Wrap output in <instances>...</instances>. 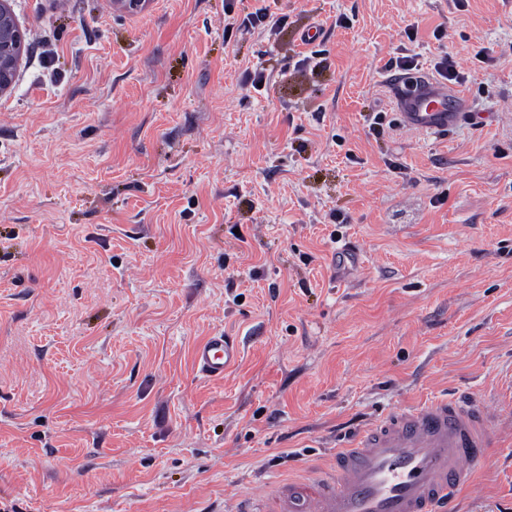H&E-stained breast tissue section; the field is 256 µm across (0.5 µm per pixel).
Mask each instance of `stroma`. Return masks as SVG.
I'll return each mask as SVG.
<instances>
[{
  "mask_svg": "<svg viewBox=\"0 0 512 512\" xmlns=\"http://www.w3.org/2000/svg\"><path fill=\"white\" fill-rule=\"evenodd\" d=\"M9 6L0 512L272 507L444 396L496 428L456 512H512V0ZM260 9L277 35L225 40ZM406 45L426 73L452 54L482 124H399ZM216 332L241 348L220 382L192 360ZM7 2L0 1V95L15 81L22 55V50L16 52V49L26 40V33L17 24Z\"/></svg>",
  "mask_w": 512,
  "mask_h": 512,
  "instance_id": "35a3bbf8",
  "label": "stroma"
}]
</instances>
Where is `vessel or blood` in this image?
Wrapping results in <instances>:
<instances>
[{"label":"vessel or blood","instance_id":"obj_1","mask_svg":"<svg viewBox=\"0 0 512 512\" xmlns=\"http://www.w3.org/2000/svg\"><path fill=\"white\" fill-rule=\"evenodd\" d=\"M385 84L402 123L415 130L447 131L468 111L460 91L426 76L392 72ZM240 355L214 333L195 347L193 362L220 381ZM490 420L489 410L458 398L390 410L337 449L322 474L290 488L273 512H450L493 442Z\"/></svg>","mask_w":512,"mask_h":512}]
</instances>
